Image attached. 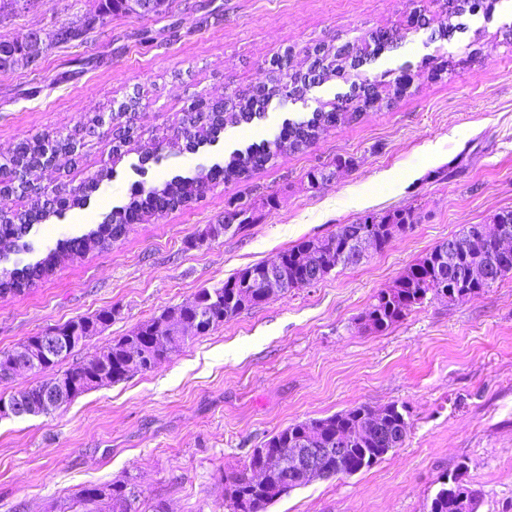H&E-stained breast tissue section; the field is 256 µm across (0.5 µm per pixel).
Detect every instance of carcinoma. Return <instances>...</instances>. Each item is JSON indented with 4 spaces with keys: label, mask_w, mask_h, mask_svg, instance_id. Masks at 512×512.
I'll use <instances>...</instances> for the list:
<instances>
[{
    "label": "carcinoma",
    "mask_w": 512,
    "mask_h": 512,
    "mask_svg": "<svg viewBox=\"0 0 512 512\" xmlns=\"http://www.w3.org/2000/svg\"><path fill=\"white\" fill-rule=\"evenodd\" d=\"M139 11L130 0H98L94 13L83 22L69 26L61 32V39L69 41L80 38L87 29L107 21L118 15H137ZM314 59L311 67L320 68L330 73L341 74L356 68L355 63L347 60L343 49L326 51L318 45L313 48ZM386 86L383 79H373L365 84L351 86L352 96L342 102L344 110L340 122L356 120L363 110L360 91L365 90L373 97L382 96ZM260 102L256 93L242 98L238 102L237 111L224 115L221 106L209 104L204 112H187L183 115L176 132L183 135L182 145L187 149H196L204 144L218 141L224 124H249L264 118V113L257 107ZM126 113H112V154L122 155L126 144L134 138V129L124 121ZM328 126L324 123V113L314 112L308 119L287 121L281 127V135L273 141H267L257 147H249L244 151L231 153L229 161L223 165L215 164L201 171L193 178L175 176L162 186L149 188L139 187L134 190L129 201L112 208L96 228L87 233L62 240L47 254L31 263L14 264L13 267H3L0 271V295L21 294L37 280L48 275L55 265L65 259L78 258L87 252L119 239L131 224H138L147 217L162 215L185 205L194 194L204 195L221 182L246 175L265 166L274 157L288 152V142L297 144H313ZM74 135H55L49 137L35 136L24 140L13 156L0 160V191L18 199L33 200L29 209L18 210L0 208V242L4 244L6 253L0 256V263L10 260L9 253L30 250L29 244L23 241L32 225L47 221L52 217L60 218L66 211L86 204L88 193L79 194L70 191L60 194L54 189H46L32 185L20 177L23 170H31L41 165L51 164L46 156L45 147L57 151L66 148ZM258 207L250 203L248 207L238 205L224 212V218L231 221L239 214L237 231L257 220L255 216ZM416 223L415 210L412 208L397 209L382 216L367 215L354 224H342L336 231L321 237L304 239L297 244L282 250L279 256L288 262V283L303 280L308 272L293 266L294 253L302 248L320 247L323 254L329 256L336 249L344 246L349 238L356 233L367 231L371 234L385 236L381 226ZM481 225L472 224L452 237L456 241V249L448 253L446 262L436 265L438 251L441 245H436L431 251L408 266L400 279L388 289L378 292L373 297L364 317L367 320L365 329L373 333H383L399 323L413 308L423 303L427 295L446 297L450 303H463L478 297L486 289L499 280L512 274V256L501 257L492 248L477 245L481 238ZM474 264L489 266V278L476 283L460 284L456 278L459 270ZM257 265L245 267L227 278L224 284L215 288H202L191 298L187 299L177 309V312L188 319L197 320L211 331L241 314L245 310L260 307L271 299L288 292L284 288L271 295L253 294L242 298L247 293L248 285L245 279L250 270ZM219 293L223 301L214 302L210 294ZM112 321V311H102L91 317H77L66 322V325L76 330L77 338L85 341L97 334ZM167 316L161 315L144 322L128 334L112 342L100 354L93 358L61 370L58 364L71 354L69 347L43 368L48 376L47 382H60L70 388L71 398L100 387L97 376L106 372L109 383L124 381L138 373H146L156 365L181 351L192 340L190 336H159L157 329L166 325ZM393 410L388 413L382 425V434L366 438L353 444L347 450L341 463L336 459L327 461L331 475H353L363 469H368L380 461L389 451L403 445L408 431L409 421L406 406L392 404ZM370 406H358L337 412L320 419L321 435L324 440L331 442L336 436L355 425L359 418L367 414ZM313 421L294 422L288 427L273 434L259 448L249 453L244 464L225 474L226 480L236 487L237 498L225 506L227 512H267L268 506L280 499L289 491L306 486L301 477L295 473L288 476L278 473L272 477L271 485L261 488L252 483L249 470L261 467L264 458L274 454H286L294 448L293 442L300 434L306 432ZM460 474L442 476L441 488L432 498L428 512H461L458 494L448 490V482L452 481L457 487ZM136 483L131 478L114 479L109 483L93 485L80 489L67 503V512H141L140 493L135 491Z\"/></svg>",
    "instance_id": "cac0c4a2"
}]
</instances>
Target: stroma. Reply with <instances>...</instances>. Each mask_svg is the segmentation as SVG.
I'll use <instances>...</instances> for the list:
<instances>
[{"label":"stroma","mask_w":512,"mask_h":512,"mask_svg":"<svg viewBox=\"0 0 512 512\" xmlns=\"http://www.w3.org/2000/svg\"><path fill=\"white\" fill-rule=\"evenodd\" d=\"M94 7L32 0L0 17V39L33 30L47 45L34 63L0 73V158L32 135L74 130L124 103L137 133L161 140L193 101L251 89L283 53L304 69L318 43L358 45L385 28L402 38L310 89L307 104L271 102L253 132L229 124L217 143L166 149L155 164L141 165L132 144L113 159L110 127L83 135L77 155L59 154L34 181L76 189L100 169L112 176L85 206L33 225L27 241L37 258L96 228L136 185L194 175L273 139L284 120L306 117L351 83L403 67L413 83L312 147L131 225L24 294L0 296V350L112 310L111 322L64 359L68 367L302 239L408 207L418 222L357 265L193 338L151 372L46 416L0 417V512H60L84 486L125 476L136 479L142 501H163L168 512H224V473L252 448L293 422L362 403L406 405L402 447L354 475L296 489L268 512H426L441 477L456 470L479 492V512H512V275L464 303L427 297L382 334L358 323L374 295L439 242L512 209V0L461 16V30L444 40L406 26L416 13L441 20L440 0H169L162 14L116 18L61 41L60 31ZM433 57L458 67L433 76ZM340 157L350 166L336 167ZM322 167L330 179L311 185L309 171ZM269 195L277 206L255 224L205 237L230 206Z\"/></svg>","instance_id":"35a3bbf8"}]
</instances>
